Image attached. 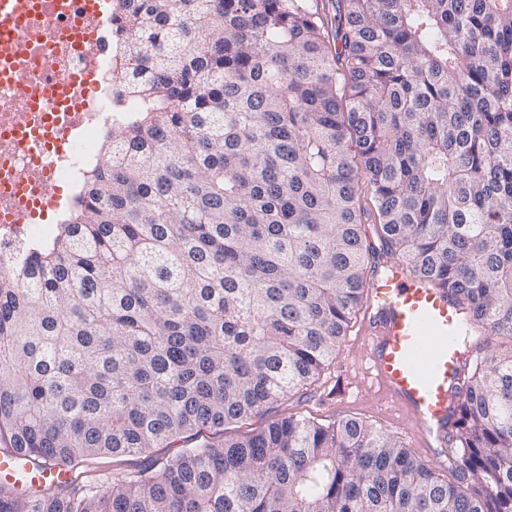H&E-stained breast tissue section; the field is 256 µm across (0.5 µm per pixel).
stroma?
<instances>
[{
  "instance_id": "obj_1",
  "label": "stroma",
  "mask_w": 512,
  "mask_h": 512,
  "mask_svg": "<svg viewBox=\"0 0 512 512\" xmlns=\"http://www.w3.org/2000/svg\"><path fill=\"white\" fill-rule=\"evenodd\" d=\"M371 381L365 373L363 347L354 333H347L337 348L336 357L321 376L307 389L279 404L272 415L254 417L228 426L225 431L201 430L195 444H218L224 438L250 433L267 425L270 419L292 414L332 421L344 416H355L380 427L400 444L412 449L415 456L426 453L416 448L409 436V426L402 415L384 404L379 394L370 390Z\"/></svg>"
}]
</instances>
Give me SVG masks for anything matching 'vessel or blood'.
Masks as SVG:
<instances>
[{"label":"vessel or blood","mask_w":512,"mask_h":512,"mask_svg":"<svg viewBox=\"0 0 512 512\" xmlns=\"http://www.w3.org/2000/svg\"><path fill=\"white\" fill-rule=\"evenodd\" d=\"M368 372L383 395L423 429L422 444L444 441L463 394L465 358L454 337L461 310L446 290L388 261L369 284L365 308ZM29 486L23 456L0 474Z\"/></svg>","instance_id":"obj_1"}]
</instances>
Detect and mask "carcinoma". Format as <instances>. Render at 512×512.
I'll return each instance as SVG.
<instances>
[{
	"label": "carcinoma",
	"instance_id": "cac0c4a2",
	"mask_svg": "<svg viewBox=\"0 0 512 512\" xmlns=\"http://www.w3.org/2000/svg\"><path fill=\"white\" fill-rule=\"evenodd\" d=\"M112 131L0 267V512H512V354L465 376L445 481L356 418L288 416L387 257L512 338V0H112ZM379 226L380 247L362 233ZM7 472V475L14 478L15 486L23 488L29 485L40 487H54L60 482L70 481L72 479V472L53 467L44 473L39 474L37 477H32L29 481L28 477L31 474L30 467L24 463V456L15 455L12 459L3 461L0 460V477Z\"/></svg>",
	"mask_w": 512,
	"mask_h": 512
}]
</instances>
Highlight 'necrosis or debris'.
Instances as JSON below:
<instances>
[{
	"mask_svg": "<svg viewBox=\"0 0 512 512\" xmlns=\"http://www.w3.org/2000/svg\"><path fill=\"white\" fill-rule=\"evenodd\" d=\"M13 42L0 41V266L47 240V224L10 223L41 211L48 187L78 188L100 164L112 125L111 18L85 0H13ZM24 51L10 57L12 43Z\"/></svg>",
	"mask_w": 512,
	"mask_h": 512,
	"instance_id": "necrosis-or-debris-1",
	"label": "necrosis or debris"
}]
</instances>
